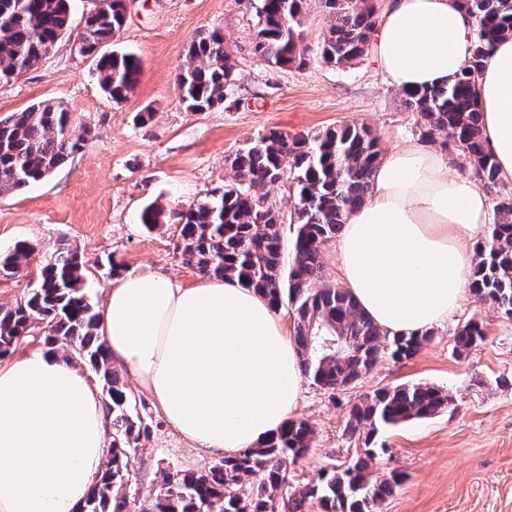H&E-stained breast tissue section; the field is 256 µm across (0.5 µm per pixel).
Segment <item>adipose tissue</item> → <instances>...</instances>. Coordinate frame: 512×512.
I'll use <instances>...</instances> for the list:
<instances>
[{
  "label": "adipose tissue",
  "mask_w": 512,
  "mask_h": 512,
  "mask_svg": "<svg viewBox=\"0 0 512 512\" xmlns=\"http://www.w3.org/2000/svg\"><path fill=\"white\" fill-rule=\"evenodd\" d=\"M477 30L458 0H389L372 59L399 91L436 87L469 66ZM476 87L485 145L512 180L511 37L493 45ZM489 213L475 178L451 173L446 155L393 146L339 235L341 280L388 335L429 331L463 299ZM99 334L159 416L209 456L269 438L298 405L296 343L269 302L238 283L122 278L106 294ZM109 421L98 388L56 348L1 361L0 512H80L105 463Z\"/></svg>",
  "instance_id": "ef3b65f1"
}]
</instances>
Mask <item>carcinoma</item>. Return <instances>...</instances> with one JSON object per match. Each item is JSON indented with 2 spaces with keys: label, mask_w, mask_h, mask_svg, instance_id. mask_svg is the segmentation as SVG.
Here are the masks:
<instances>
[{
  "label": "carcinoma",
  "mask_w": 512,
  "mask_h": 512,
  "mask_svg": "<svg viewBox=\"0 0 512 512\" xmlns=\"http://www.w3.org/2000/svg\"><path fill=\"white\" fill-rule=\"evenodd\" d=\"M256 18V56L276 67L304 62L300 14L303 0H240ZM331 24L318 52L329 63L351 64L366 56L378 10L366 0H324ZM478 21L473 59L446 86L405 92L406 107L417 113L423 136L441 139L469 164L482 188L500 183L485 146L476 96V75L491 47L512 36V0H459ZM125 23V0H112L106 15H87L78 36L85 53L112 41ZM70 28L69 0H0V79L36 66L46 46ZM100 88L121 102L137 86L142 66L130 52L102 55L96 64ZM236 80L235 65L217 30L200 34L189 46L177 74L178 101L187 112L224 106ZM89 131L62 105L34 103L0 119V195L50 178L87 141ZM373 133L346 124L314 136L268 130L239 147L230 160L233 177L211 200L162 209L144 207L140 223L149 230L176 228L182 262L208 278L254 289L274 308L294 306V340L302 372L324 391H344L383 357L410 359L432 332L390 337L357 306L346 289L322 280L321 248L340 233L347 213L363 202L379 163ZM284 183L294 198L290 219L269 203L262 190ZM493 223L476 249L469 289L503 316L512 318V194L495 200ZM292 229L290 244L283 224ZM19 240L0 252V274L15 278L36 264L24 295L0 306V358L27 338L69 345L103 381L112 417L106 468L90 488L82 512H132L124 493L131 476L130 450L145 433L134 419L131 398L98 335L99 310L84 288L83 262L63 243L48 257ZM336 324L348 344L341 353L321 348L325 323ZM486 339L482 323L457 329L454 350L463 356ZM453 405L448 391L427 383L385 387L354 403L349 429L366 430L365 450L351 463L324 469L315 482L296 489L288 466L305 458L315 443L312 426L288 420L266 441L199 472L177 473L151 493L146 512H380L400 485L396 473L379 475L372 466L383 452L373 436L382 428L433 418Z\"/></svg>",
  "instance_id": "1"
}]
</instances>
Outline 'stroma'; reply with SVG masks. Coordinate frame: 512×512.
I'll use <instances>...</instances> for the list:
<instances>
[{
    "label": "stroma",
    "mask_w": 512,
    "mask_h": 512,
    "mask_svg": "<svg viewBox=\"0 0 512 512\" xmlns=\"http://www.w3.org/2000/svg\"><path fill=\"white\" fill-rule=\"evenodd\" d=\"M91 7V0H71L70 33L36 67L0 83L1 119L48 100L90 130L83 149L51 178L0 196V250L27 240L43 256L68 243L82 257L95 305L112 285L113 260L130 275L162 274L183 287L201 282V274L182 263L173 226L146 230L139 213L150 203L167 209L206 200L231 177L235 150L258 133L311 135L349 123L370 128L383 150L423 141L403 93L371 63L336 66L320 57L316 47L331 20L321 0H307L303 11L307 62L300 67L256 57L255 19L237 0H136L120 36L102 49L106 55L130 52L142 62L138 85L121 103L101 90L95 57L76 47L75 34ZM214 28L232 54L236 84L227 107L188 112L178 101L176 76L191 39ZM139 112L147 113L145 124H135ZM471 319L484 323L486 340L460 358L454 332ZM418 382L448 389L454 404L437 417L379 432L375 444L386 452L376 461L378 471L403 475L381 512H512V320L470 293L414 357L382 359L334 396L302 379L294 415L312 425L315 446L290 467L292 485L363 450L362 438L347 427L351 404L388 385ZM135 398L147 431L133 454L130 490L144 503L167 476L203 470L214 460L167 426L145 393Z\"/></svg>",
    "instance_id": "35a3bbf8"
}]
</instances>
